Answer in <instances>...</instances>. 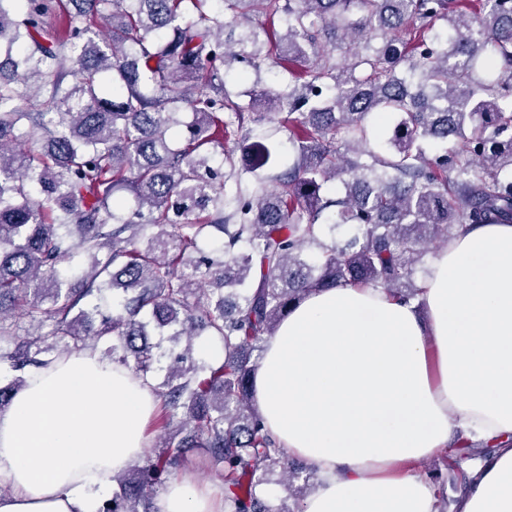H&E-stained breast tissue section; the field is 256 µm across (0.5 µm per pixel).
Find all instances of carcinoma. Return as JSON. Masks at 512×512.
Instances as JSON below:
<instances>
[{
	"label": "carcinoma",
	"mask_w": 512,
	"mask_h": 512,
	"mask_svg": "<svg viewBox=\"0 0 512 512\" xmlns=\"http://www.w3.org/2000/svg\"><path fill=\"white\" fill-rule=\"evenodd\" d=\"M1 52L0 413L54 350L102 343L145 379L169 359L162 451L100 512H153L192 448L231 512H274L276 469L298 496L252 385L288 309L340 286L416 300L428 251L512 224V0H0ZM265 61L278 81L241 102L226 73ZM282 113L273 173L255 126ZM476 453L457 439L452 483Z\"/></svg>",
	"instance_id": "carcinoma-1"
}]
</instances>
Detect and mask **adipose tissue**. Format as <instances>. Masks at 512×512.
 I'll return each mask as SVG.
<instances>
[{"label":"adipose tissue","instance_id":"adipose-tissue-1","mask_svg":"<svg viewBox=\"0 0 512 512\" xmlns=\"http://www.w3.org/2000/svg\"><path fill=\"white\" fill-rule=\"evenodd\" d=\"M266 427L316 486L303 512H436L424 463L456 437L491 445L457 512H512V224L437 252L420 302L343 286L293 305L253 376ZM155 406L133 369L89 349L32 369L0 414V512H97L143 457ZM158 512H226L186 476Z\"/></svg>","mask_w":512,"mask_h":512}]
</instances>
